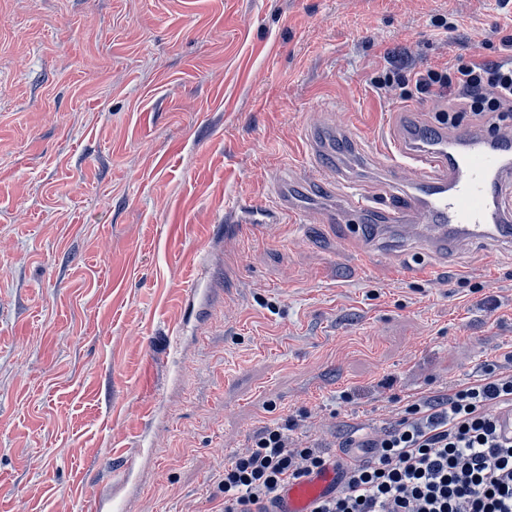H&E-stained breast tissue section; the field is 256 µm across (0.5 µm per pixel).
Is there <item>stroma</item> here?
Here are the masks:
<instances>
[{"mask_svg": "<svg viewBox=\"0 0 512 512\" xmlns=\"http://www.w3.org/2000/svg\"><path fill=\"white\" fill-rule=\"evenodd\" d=\"M510 32L498 0H0V512H222L264 427L340 437L512 352V260L362 262L305 144L334 110L374 180L426 105L378 95L385 57L492 60ZM281 178L307 223L230 236L225 205Z\"/></svg>", "mask_w": 512, "mask_h": 512, "instance_id": "stroma-1", "label": "stroma"}]
</instances>
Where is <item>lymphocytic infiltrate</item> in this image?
I'll return each mask as SVG.
<instances>
[{
    "label": "lymphocytic infiltrate",
    "mask_w": 512,
    "mask_h": 512,
    "mask_svg": "<svg viewBox=\"0 0 512 512\" xmlns=\"http://www.w3.org/2000/svg\"><path fill=\"white\" fill-rule=\"evenodd\" d=\"M501 60L456 58L414 73L421 95L448 101L453 111L496 127L512 125V35ZM512 406V352L488 360L467 381L416 393L399 418L383 426L356 424L333 461L324 437L296 439L297 420L266 427L224 465V512H271L279 489L329 464L343 488L316 512H512V441L501 438L496 416Z\"/></svg>",
    "instance_id": "f902f5d3"
}]
</instances>
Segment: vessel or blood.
<instances>
[{"label":"vessel or blood","instance_id":"b4317fda","mask_svg":"<svg viewBox=\"0 0 512 512\" xmlns=\"http://www.w3.org/2000/svg\"><path fill=\"white\" fill-rule=\"evenodd\" d=\"M437 109L433 102L427 111L407 113L401 128L370 157L379 175L373 195L336 158L333 146L345 128L326 112L308 126L318 162L312 174L324 191L341 192L347 212L359 216L346 230L364 260L379 255L394 235L412 240L426 255H447L469 243L512 256V139L483 127H448L438 121ZM302 214L286 182L272 207L228 205L224 222L237 233L272 221L297 224ZM341 488L335 467L327 466L282 487L274 512H315L321 499Z\"/></svg>","mask_w":512,"mask_h":512}]
</instances>
